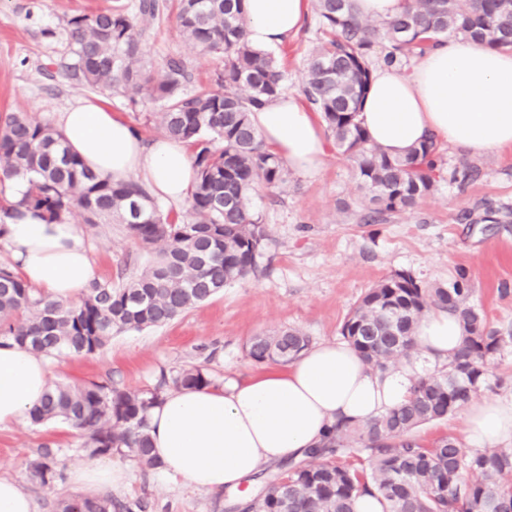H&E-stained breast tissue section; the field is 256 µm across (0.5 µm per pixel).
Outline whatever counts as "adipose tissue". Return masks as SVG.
<instances>
[{"mask_svg": "<svg viewBox=\"0 0 512 512\" xmlns=\"http://www.w3.org/2000/svg\"><path fill=\"white\" fill-rule=\"evenodd\" d=\"M309 0H245L247 39L268 49L301 31ZM265 144L305 177L317 176L326 138L296 95L282 94L254 112ZM359 120L390 157H406L428 136L471 155L512 148V50L447 38L412 71L378 66ZM68 149L95 174L115 183L143 182L157 198L179 203L195 184L188 146L162 137L144 144L131 125L98 102L81 99L59 113ZM17 273L53 300L77 299L94 278L89 247L77 225L35 215L5 232ZM463 329L444 311L426 313L415 331L419 359L386 373L370 370L338 341H324L287 365L246 380L180 388L149 411L155 477L194 489L238 492L265 468L301 458L341 417L370 419L400 405L414 381L462 343ZM50 387L47 362L18 346L0 347V427L26 420ZM472 448L512 445V400L486 398L462 410ZM129 469L92 460L73 467L69 482L94 491L124 489Z\"/></svg>", "mask_w": 512, "mask_h": 512, "instance_id": "ef3b65f1", "label": "adipose tissue"}]
</instances>
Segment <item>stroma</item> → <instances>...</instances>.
Wrapping results in <instances>:
<instances>
[{"mask_svg":"<svg viewBox=\"0 0 512 512\" xmlns=\"http://www.w3.org/2000/svg\"><path fill=\"white\" fill-rule=\"evenodd\" d=\"M139 0H0V113L26 112L56 121L76 99L99 100L127 120L144 141L162 132L147 117L156 104H132L73 84L64 65L70 56L72 18L120 4L136 11ZM319 24L309 15L302 31L275 47L285 61L286 91L301 94L305 59L317 41ZM144 57L152 69L169 58L186 62L187 91L209 83L224 68V56L195 48L181 34L175 14L166 10L143 36ZM446 169L470 167L466 185L444 181L416 211L395 214L382 224H364V192L348 160L329 147L318 177L289 172L284 185L259 187L255 210L269 229L259 270L225 286L207 302L170 323L113 335L91 355L49 358L51 382L106 383L120 389L154 388L161 375L199 365L217 383L241 380L258 370L245 351L249 339L292 328L313 343L335 341L340 327L362 295L384 277L405 271L425 284L452 282L466 270L471 301L491 327L509 339L490 362L491 378L477 395L512 399V148L473 156L442 144ZM90 243L96 278L119 283L137 275L147 252L119 224H87L73 216ZM84 438L56 420L0 427V477L16 479L33 497L37 512H51L60 499L78 496L68 471L87 460ZM57 452L60 478L42 486L27 475V463L42 447ZM110 462L131 465L130 486L115 497L145 512H229L228 493L195 491L160 483L153 471L110 455Z\"/></svg>","mask_w":512,"mask_h":512,"instance_id":"1","label":"stroma"}]
</instances>
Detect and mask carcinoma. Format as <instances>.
Here are the masks:
<instances>
[{"mask_svg": "<svg viewBox=\"0 0 512 512\" xmlns=\"http://www.w3.org/2000/svg\"><path fill=\"white\" fill-rule=\"evenodd\" d=\"M167 7L139 0L138 15L121 5L71 20L67 77L101 94L134 103L158 104L149 121L193 147L197 182L184 215L155 205L144 184H121L95 176L68 153L61 133L26 112L0 113V177L24 190L0 189V239L6 224L26 213L63 224L79 211L91 224H122L142 248L155 252L141 273L117 286L92 281L80 302L51 300L0 266V344L10 342L41 356L90 355L112 335L165 325L206 302L226 285L254 275L268 230L252 208L258 185L286 182L285 160L265 145L252 113L284 90L274 53L247 39L242 0H176L182 35L200 50L224 54L215 87L185 92L189 72L171 58L158 73L147 69L141 25ZM322 37L306 58L303 93L315 107L336 147L350 161L368 199L361 221L383 224L413 212L445 180L439 143L431 138L405 158H392L372 144L358 119L371 82L370 57L386 50L394 65L424 54L443 37H465L495 49H512V0H405L388 21L358 16L351 0H312ZM219 141L222 147L213 143ZM431 310L446 311L462 325V345L445 362L419 377L408 400L364 422L340 420L307 454L289 461L244 512H354L362 495L380 499L386 512H512V448L467 450L448 436L422 445L416 430L463 409L488 384L490 360L507 343L470 302L464 270L449 284L426 285L395 272L361 297L340 336L381 373L416 353L415 329ZM311 347L295 329L252 337L248 357L290 361ZM176 387L211 384L199 366L179 371ZM164 398L159 388L128 391L91 382L56 384L30 414L34 424L61 419L83 433L91 456H129L155 469L148 411ZM366 463L342 461L352 450ZM30 480L46 485L59 476L53 449L38 450L27 465ZM476 474L470 481L466 475ZM54 512H130L110 494L62 499Z\"/></svg>", "mask_w": 512, "mask_h": 512, "instance_id": "carcinoma-1", "label": "carcinoma"}]
</instances>
